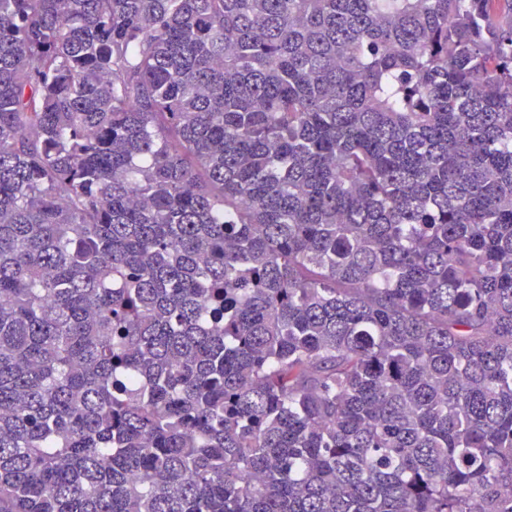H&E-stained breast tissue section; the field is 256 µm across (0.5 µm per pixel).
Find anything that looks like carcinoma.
Segmentation results:
<instances>
[{"instance_id": "cac0c4a2", "label": "carcinoma", "mask_w": 512, "mask_h": 512, "mask_svg": "<svg viewBox=\"0 0 512 512\" xmlns=\"http://www.w3.org/2000/svg\"><path fill=\"white\" fill-rule=\"evenodd\" d=\"M0 512H512V0H0Z\"/></svg>"}]
</instances>
